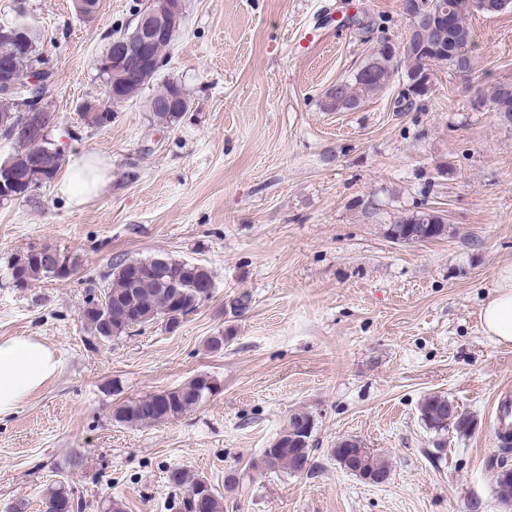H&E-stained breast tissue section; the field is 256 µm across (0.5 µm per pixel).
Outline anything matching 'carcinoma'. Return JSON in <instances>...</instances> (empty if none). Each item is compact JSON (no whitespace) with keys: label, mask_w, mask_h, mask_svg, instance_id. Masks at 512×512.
Instances as JSON below:
<instances>
[{"label":"carcinoma","mask_w":512,"mask_h":512,"mask_svg":"<svg viewBox=\"0 0 512 512\" xmlns=\"http://www.w3.org/2000/svg\"><path fill=\"white\" fill-rule=\"evenodd\" d=\"M445 12L446 24H429L423 29L417 44L405 45L399 57L383 54L372 55L349 80H342L330 87L326 96L329 102L323 104L328 112H350L358 109L369 97L383 91L398 70V64L406 65V81L420 75L437 64H446L453 70L464 66L473 67V32L468 25L471 14L495 15L512 5L489 9L488 0H434ZM40 34L30 32L29 50L18 58L14 79L23 81L34 66L45 62V55L39 48ZM501 84H496L489 96L478 99L479 106L491 111L512 123V97L501 94ZM182 87L168 82L157 92L162 100L173 102L167 112L152 113L153 122L170 127L185 115L181 106ZM50 112H17L8 102H0V135L9 138L20 125L37 126L43 130L52 124ZM27 155L12 156L13 169L18 179V193L27 196L40 187V182L50 183L61 170L55 166L49 171H37L28 167ZM391 239L400 242L430 241L448 235V224L439 220L432 211L413 212L396 223L389 225ZM76 261L62 254L58 255V269L47 267L39 261L33 249L14 254L8 264L13 287L27 288L41 279H63L65 272L75 269ZM215 286L212 271L201 264L188 263L170 257L150 259L121 258L112 263L103 276L101 289L90 291L84 299L80 317L93 336L100 340L118 338L136 326L165 323L172 330L180 320L196 310L199 304L211 295ZM231 340L228 332L219 331L205 341L211 353L224 351V345ZM216 390L215 380L203 373L182 385L149 396L127 400L117 405L113 411L116 422L125 425H150L177 419L199 407ZM448 397L434 394L426 397L420 406L421 421L424 426L440 434L448 431L452 424L458 430L468 426L465 413H460L453 421H448ZM311 426L314 416L301 409L292 413L273 445L264 450L262 464L268 470H285L290 474L309 472L311 464L312 434L301 430L298 421ZM363 448L354 438L340 441L331 450L333 458L341 465L349 466ZM499 501L512 505V471H499L494 474ZM172 485L182 489V498L174 504L177 512H224L223 497L201 477H195L182 469L175 468L169 473ZM43 512H82L83 505L74 501L73 493L64 484L49 488L42 501Z\"/></svg>","instance_id":"carcinoma-1"}]
</instances>
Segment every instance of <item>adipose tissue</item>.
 <instances>
[{
	"label": "adipose tissue",
	"instance_id": "1",
	"mask_svg": "<svg viewBox=\"0 0 512 512\" xmlns=\"http://www.w3.org/2000/svg\"><path fill=\"white\" fill-rule=\"evenodd\" d=\"M108 157L85 153L73 157L57 189L72 205L98 196L111 180ZM481 327L492 340L512 344V266L503 268L481 312ZM58 371V361L43 341L31 336L0 339V417L15 411Z\"/></svg>",
	"mask_w": 512,
	"mask_h": 512
}]
</instances>
